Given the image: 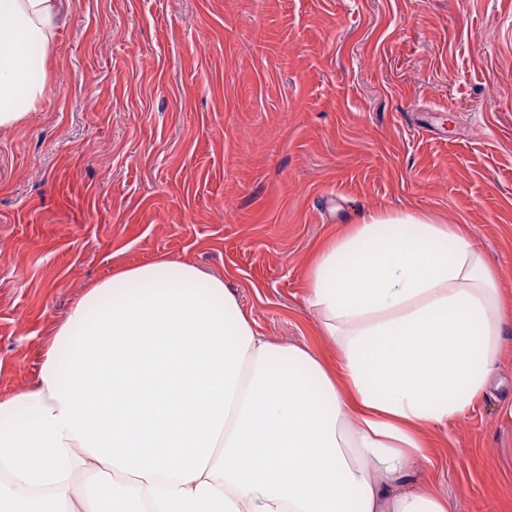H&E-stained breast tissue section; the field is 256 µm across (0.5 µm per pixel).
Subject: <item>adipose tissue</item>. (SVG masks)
I'll return each instance as SVG.
<instances>
[{"label": "adipose tissue", "instance_id": "adipose-tissue-1", "mask_svg": "<svg viewBox=\"0 0 512 512\" xmlns=\"http://www.w3.org/2000/svg\"><path fill=\"white\" fill-rule=\"evenodd\" d=\"M63 2L0 0V129L53 90ZM305 302L333 358L189 261L88 286L0 397V512H448L424 434L491 385L497 272L458 225L383 210L320 246Z\"/></svg>", "mask_w": 512, "mask_h": 512}]
</instances>
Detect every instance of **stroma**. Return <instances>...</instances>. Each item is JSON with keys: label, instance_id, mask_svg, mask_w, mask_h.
I'll return each instance as SVG.
<instances>
[{"label": "stroma", "instance_id": "35a3bbf8", "mask_svg": "<svg viewBox=\"0 0 512 512\" xmlns=\"http://www.w3.org/2000/svg\"><path fill=\"white\" fill-rule=\"evenodd\" d=\"M45 69L54 93L0 130V397L86 285L161 255L330 354L312 253L415 208L481 247L509 323L421 468L449 512H512V0H66Z\"/></svg>", "mask_w": 512, "mask_h": 512}]
</instances>
